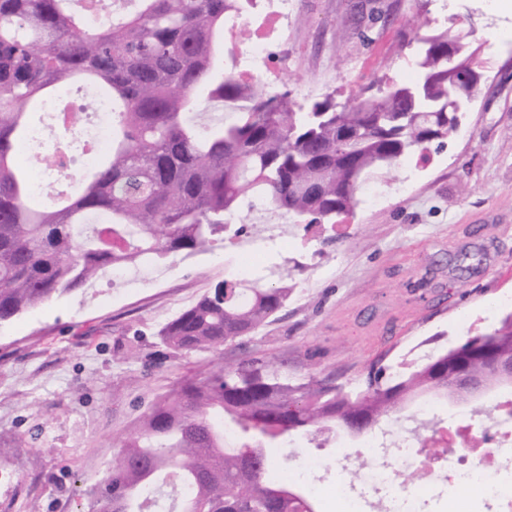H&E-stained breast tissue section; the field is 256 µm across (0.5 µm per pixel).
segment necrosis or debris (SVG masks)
Segmentation results:
<instances>
[{"label": "necrosis or debris", "mask_w": 512, "mask_h": 512, "mask_svg": "<svg viewBox=\"0 0 512 512\" xmlns=\"http://www.w3.org/2000/svg\"><path fill=\"white\" fill-rule=\"evenodd\" d=\"M292 0H254L244 14L224 18V42L236 57L237 75L245 81L267 82L270 61L285 33ZM43 120L18 147L24 156L55 142L54 156L36 161L29 171L31 203L45 205L54 197L48 190L49 176L58 171L60 157L67 149L58 145L59 123L65 112L59 100L51 98L42 104ZM79 133L88 147L83 154L84 166H93L108 150L112 137V111L108 99L94 96L89 111L77 112ZM491 409L489 418H477L475 412L452 410L448 413V448L441 454L422 452L421 441L406 436L397 444L399 464L381 461L379 436L363 437L361 446L372 464L364 474L365 486L384 497L390 512H417L420 495L435 489L440 481L451 483L467 480L486 490L488 498L498 502L502 512H512V394L495 388L484 395ZM423 472L422 484L413 485L404 475L405 469Z\"/></svg>", "instance_id": "1"}]
</instances>
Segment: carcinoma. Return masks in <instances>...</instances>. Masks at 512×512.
<instances>
[{
	"instance_id": "carcinoma-1",
	"label": "carcinoma",
	"mask_w": 512,
	"mask_h": 512,
	"mask_svg": "<svg viewBox=\"0 0 512 512\" xmlns=\"http://www.w3.org/2000/svg\"><path fill=\"white\" fill-rule=\"evenodd\" d=\"M0 0V323L46 300L93 286L114 267L160 265L235 244L242 213L258 196L309 230L336 224L368 180L429 146L460 123L448 85V45L463 35L422 36L421 80L392 84L380 98L331 94L299 104L231 73L216 75L224 16L253 0H133L125 13L107 0ZM93 12L105 14L86 25ZM81 80L112 99V145L64 201L29 203V175L16 145L30 111L64 82ZM203 102L225 118L190 117ZM94 216L104 224H92ZM290 269L277 280L221 281L159 331L175 350H211L248 336L288 304ZM512 355V312L483 333ZM463 343L411 365L399 380L346 391L329 382L294 383L253 360L180 381L121 441L119 463L86 493L87 512H314L270 451L304 430L357 436L429 393L458 401L448 382ZM466 368L501 384L475 352ZM255 440L226 447L224 427Z\"/></svg>"
}]
</instances>
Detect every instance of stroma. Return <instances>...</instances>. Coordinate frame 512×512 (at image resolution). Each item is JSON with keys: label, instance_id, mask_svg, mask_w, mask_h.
<instances>
[{"label": "stroma", "instance_id": "35a3bbf8", "mask_svg": "<svg viewBox=\"0 0 512 512\" xmlns=\"http://www.w3.org/2000/svg\"><path fill=\"white\" fill-rule=\"evenodd\" d=\"M448 28L479 48L481 93L428 161L379 179V197L362 195L336 227L254 241L262 266L295 271L287 306L255 333L191 352L158 336L217 282L238 279L235 245L160 265L147 284L104 276L0 324V512H77L121 439L181 380L260 359L291 379L359 391L371 370L394 377L415 344L430 354L498 324L512 297V0H296L271 67L276 92L303 104L379 96L414 80L420 36ZM273 454L315 512H339L336 481L363 450L356 436L297 434ZM494 508L459 485L421 504Z\"/></svg>", "mask_w": 512, "mask_h": 512}]
</instances>
